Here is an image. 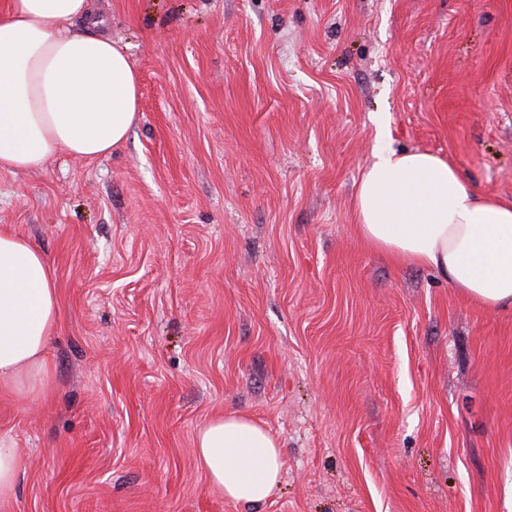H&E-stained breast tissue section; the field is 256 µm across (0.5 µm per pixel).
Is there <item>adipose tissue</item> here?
<instances>
[{
    "label": "adipose tissue",
    "mask_w": 512,
    "mask_h": 512,
    "mask_svg": "<svg viewBox=\"0 0 512 512\" xmlns=\"http://www.w3.org/2000/svg\"><path fill=\"white\" fill-rule=\"evenodd\" d=\"M92 0H7L0 9V172L64 153L94 160L122 145L138 112V76L104 32ZM355 231L394 261L430 267L471 301L512 309V200L479 194L443 157L376 150L355 196ZM58 318L54 272L29 239L0 226V391L50 388ZM196 458L224 499L265 502L281 480L276 439L226 413L195 437Z\"/></svg>",
    "instance_id": "obj_1"
}]
</instances>
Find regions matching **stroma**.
Returning a JSON list of instances; mask_svg holds the SVG:
<instances>
[{"instance_id":"obj_1","label":"stroma","mask_w":512,"mask_h":512,"mask_svg":"<svg viewBox=\"0 0 512 512\" xmlns=\"http://www.w3.org/2000/svg\"><path fill=\"white\" fill-rule=\"evenodd\" d=\"M94 5L139 118L0 173L59 296L50 392L0 395V512H512V311L366 248L352 209L386 144L512 200V0ZM224 412L279 443L264 503L197 464ZM20 474V461L10 437L0 436V501H8L15 493Z\"/></svg>"}]
</instances>
